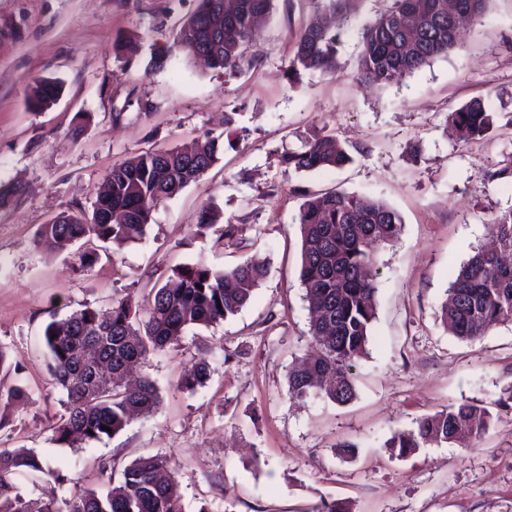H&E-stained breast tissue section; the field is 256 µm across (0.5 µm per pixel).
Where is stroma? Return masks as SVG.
Returning a JSON list of instances; mask_svg holds the SVG:
<instances>
[{
    "label": "stroma",
    "mask_w": 512,
    "mask_h": 512,
    "mask_svg": "<svg viewBox=\"0 0 512 512\" xmlns=\"http://www.w3.org/2000/svg\"><path fill=\"white\" fill-rule=\"evenodd\" d=\"M195 0H0V344L21 366L25 398L0 430L8 447L36 449L67 475L20 479L31 499L70 498L104 460L162 454L185 512H314L336 500L348 512H512V324L476 341L444 331L440 307L454 272L512 208V183L489 172L512 155V0H490L456 48L384 86L356 80L359 32L383 6L361 0L344 22L336 69H287L315 0H275L241 71L213 70L175 52L176 27ZM40 78L64 84L32 110ZM482 100L493 126L462 143L448 116ZM236 131L197 183L155 207L142 239L73 272L69 250L35 242L58 213L90 210L114 164L160 147ZM332 134L354 157L342 169L296 172L280 163ZM333 189L378 199L401 216L377 260L376 321L345 406L289 399L287 373L310 351L299 281L297 215L305 195ZM220 232L194 237L203 207ZM205 258L215 268L263 262L265 279L232 319L189 328L180 347L150 356L144 374L161 403L116 436L64 448L49 425L62 391L45 372L41 335L50 312L144 304L173 269ZM213 372L204 387H172L193 359ZM487 407L480 439L403 455L387 447L416 418L452 404ZM356 443L354 455L338 450Z\"/></svg>",
    "instance_id": "35a3bbf8"
}]
</instances>
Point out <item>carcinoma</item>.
I'll list each match as a JSON object with an SVG mask.
<instances>
[{"instance_id": "obj_1", "label": "carcinoma", "mask_w": 512, "mask_h": 512, "mask_svg": "<svg viewBox=\"0 0 512 512\" xmlns=\"http://www.w3.org/2000/svg\"><path fill=\"white\" fill-rule=\"evenodd\" d=\"M174 39V50L189 56L203 52L210 67L235 72L247 60L253 32L274 8V0H196ZM326 9L347 17L358 0H324ZM339 28L312 24L296 42L288 72H332L336 69ZM457 45L448 20V0H390L361 32L357 79L384 85L414 74ZM62 92L56 81L42 79L30 90L28 103L43 108ZM449 119L463 143L486 136L492 117L474 99ZM234 118L225 116L224 131L198 140L189 150L151 149L112 166L107 190L92 209L66 212L41 225L38 239L79 244L74 261L82 269L95 265L105 245H121L146 234L152 210L198 182L218 160L219 143L234 132ZM353 161L335 138L306 142L299 151L280 156L295 171L341 169ZM216 212L201 211L195 235L213 229ZM301 235L300 283L311 314L309 333L316 351L287 374L288 394L298 401H330L344 405L357 395L354 366L367 351L376 319L377 285L362 274L377 262L378 251L394 241L402 220L396 210L342 190L307 195L299 207ZM492 239L477 248L453 275L442 306L445 329L461 340H474L499 325L512 323V209L493 218ZM267 275L265 266L244 261L216 269L200 258L180 268L175 278L151 291L147 309L125 299L112 301L107 317L84 307L65 317L50 315L41 336L45 367L65 399L52 419L51 440L73 447L110 438L147 415L161 402L156 381L142 373L151 355L181 344L191 327H209L236 316ZM211 374L199 358L178 383L193 392ZM24 395L18 383H0V404ZM489 411L476 404L448 406L400 431L388 447L409 453L417 448L448 444L466 433L475 439L488 429ZM111 431L104 430V427ZM101 486L81 488L60 502L38 504L25 497L21 478L67 481V476L34 449L0 448V512H183L182 497L171 474L169 458L140 456L121 467L109 459L101 465Z\"/></svg>"}]
</instances>
